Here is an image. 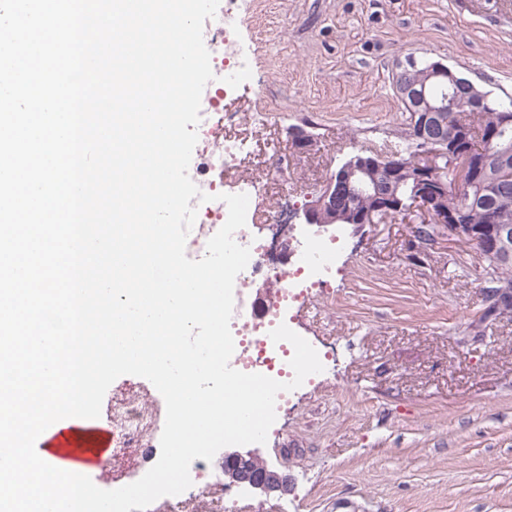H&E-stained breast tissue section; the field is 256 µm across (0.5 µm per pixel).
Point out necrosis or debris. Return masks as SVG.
<instances>
[{
  "label": "necrosis or debris",
  "instance_id": "1",
  "mask_svg": "<svg viewBox=\"0 0 512 512\" xmlns=\"http://www.w3.org/2000/svg\"><path fill=\"white\" fill-rule=\"evenodd\" d=\"M203 30L204 44L210 53L214 78L201 99L200 121L196 127L198 163L191 176L201 192L211 195L210 206L198 209L193 235L186 256L192 260L204 257L208 240L225 224L228 211L219 196L224 192L223 183L210 177L212 170L237 161L241 152L238 141L224 136V44L229 31L224 26L223 13L206 20ZM309 249L322 253L328 260L325 267H318L310 258L296 259L294 249L259 237L249 240L252 255L247 267L240 273L242 287L262 280L269 283L281 281L283 275H291L296 281L294 291L277 292L276 301L282 307H289L292 300L298 299L299 289L305 288L312 280L324 281L333 271L336 250L331 243L323 240H308ZM275 321L273 314L258 312L254 306L238 302L231 329L235 335L247 337L253 345L254 353L263 350V336H266ZM112 422V458L119 461L137 459L141 464L154 460L160 439L158 437L162 419V406H148L138 389H130L126 396L111 403L106 411ZM162 506L165 512H222L224 488L218 482H193L192 486L176 496L166 497Z\"/></svg>",
  "mask_w": 512,
  "mask_h": 512
}]
</instances>
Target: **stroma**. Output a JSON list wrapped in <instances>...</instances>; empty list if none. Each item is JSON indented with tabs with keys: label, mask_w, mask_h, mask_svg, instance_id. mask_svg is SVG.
<instances>
[{
	"label": "stroma",
	"mask_w": 512,
	"mask_h": 512,
	"mask_svg": "<svg viewBox=\"0 0 512 512\" xmlns=\"http://www.w3.org/2000/svg\"><path fill=\"white\" fill-rule=\"evenodd\" d=\"M249 79L224 92V133L251 154L214 172L225 193L269 178L252 227L312 229L285 206L307 201L358 150L387 151L407 114L392 77L409 57L448 65L512 96V0H232ZM311 132L310 147L291 131ZM415 221L349 224L326 287L293 311L291 329L325 372L276 410L269 464L286 494L228 487L232 512H512V319L468 326L484 309L487 263L440 235L414 242Z\"/></svg>",
	"instance_id": "35a3bbf8"
}]
</instances>
